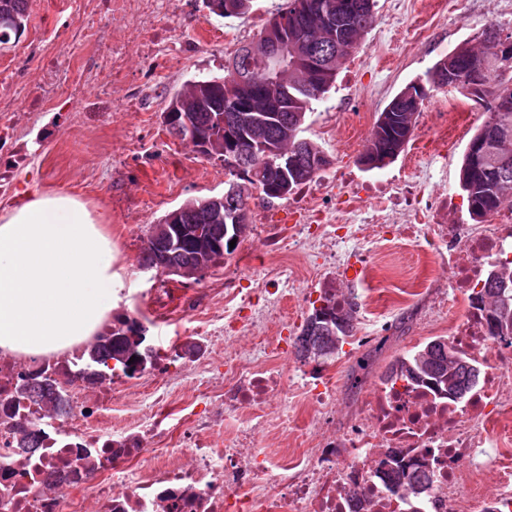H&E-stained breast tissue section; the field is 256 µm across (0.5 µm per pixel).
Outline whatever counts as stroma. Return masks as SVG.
<instances>
[{"mask_svg": "<svg viewBox=\"0 0 512 512\" xmlns=\"http://www.w3.org/2000/svg\"><path fill=\"white\" fill-rule=\"evenodd\" d=\"M281 2L254 0L249 17L222 18L210 12L205 0H175L163 22L175 37L200 38L202 49L160 62L153 70L138 49H129L124 79L106 83L97 78L96 69L100 56L112 49V20L95 19L94 41L80 45L75 54L87 80L80 111L57 107L21 113L0 149V164L10 167L15 186L10 199H0V211L33 194L65 193L101 215L102 227L112 239L116 267L137 287L152 291L148 299L125 297L116 311L138 317L150 335L167 333L156 316L176 313L186 299L202 291L214 297L211 310L223 312L224 276L236 271L251 287L276 291L274 305L253 320L255 336L275 335L286 324L295 337L313 309L310 296L319 295L326 285L322 279L308 284L300 257L274 253L266 239L251 232L223 264L198 281L180 282L139 263L150 225L188 201L222 196L227 180L222 160L197 155L167 132L163 112L168 101L191 80L223 75L229 58L225 31L247 25L252 17L270 19ZM56 11L57 0H31L25 31L0 51V60H13L14 79L32 99L43 95L42 63L21 57L20 50L40 35L45 19ZM420 26L431 29L430 38L413 39V29ZM490 26L501 36H512V10L503 0H377L373 26L308 118L307 138L317 142L330 160L324 176L353 181L372 180L379 174L409 181L420 177L426 195L457 194L456 210L445 215V222L471 223L467 201L459 194L460 169L466 146L486 114L472 109L462 130L450 137L431 120L442 103L461 102L457 90L431 93L415 117L411 147L382 172L363 170L358 159L378 112L406 85L426 80L449 51L479 40ZM132 83L144 88L143 107L125 105ZM370 260L375 265L372 293H365L359 283L344 285L342 292L354 298L357 321L366 320L374 310L386 328L379 338L380 349L370 352L346 344L325 363L335 384L340 421L351 415L357 396L370 393L383 380L396 357L448 330L444 324L425 323L440 297L433 286L444 275L440 258L421 253L419 245L394 239L377 246Z\"/></svg>", "mask_w": 512, "mask_h": 512, "instance_id": "1", "label": "stroma"}]
</instances>
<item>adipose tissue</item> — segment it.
<instances>
[{
    "label": "adipose tissue",
    "instance_id": "ef3b65f1",
    "mask_svg": "<svg viewBox=\"0 0 512 512\" xmlns=\"http://www.w3.org/2000/svg\"><path fill=\"white\" fill-rule=\"evenodd\" d=\"M112 240L68 194H34L0 214V352L43 357L85 341L121 301Z\"/></svg>",
    "mask_w": 512,
    "mask_h": 512
}]
</instances>
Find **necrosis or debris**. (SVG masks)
Segmentation results:
<instances>
[{
	"mask_svg": "<svg viewBox=\"0 0 512 512\" xmlns=\"http://www.w3.org/2000/svg\"><path fill=\"white\" fill-rule=\"evenodd\" d=\"M170 0H102L118 21L112 50L99 71L119 78L124 55L138 45L148 64L181 56L192 42L175 39L160 24ZM325 183L303 186L289 227L263 224L259 232L271 249L332 243L341 254H358L383 239L395 224L400 238L426 240L433 253L447 254V296L462 301L448 340L481 368V377L462 399L447 392L385 379L366 397L351 421L330 435L294 436L295 456L256 452L254 434L286 420L273 415L269 401L284 385L267 358L287 354L288 335L276 336L254 359L215 357L195 374L193 391L182 396V375L174 363L178 338L162 343L146 337L155 378L121 371L91 380L82 348L39 359L0 353V512H512V386L505 385L503 360L512 359V338L494 335L479 301L493 268L512 264V207L485 224H442L454 196H425L414 184L382 178L347 191L335 223H325ZM361 223H348L351 213ZM404 224H396V216ZM252 303L238 277L224 279V313L189 305L184 321L196 343L244 332L243 314ZM53 375L65 397L64 414H48L23 398V376ZM296 399L331 419L335 387L320 373L303 374ZM143 407L132 424L111 428L104 418L114 401ZM34 431L43 447L30 457L15 450L21 431ZM491 447L497 486L494 500L482 497L483 470L472 467L476 449ZM427 454L429 486L419 496L398 499L384 489L386 461L406 465Z\"/></svg>",
	"mask_w": 512,
	"mask_h": 512,
	"instance_id": "1",
	"label": "necrosis or debris"
}]
</instances>
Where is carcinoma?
Returning a JSON list of instances; mask_svg holds the SVG:
<instances>
[{"label":"carcinoma","instance_id":"cac0c4a2","mask_svg":"<svg viewBox=\"0 0 512 512\" xmlns=\"http://www.w3.org/2000/svg\"><path fill=\"white\" fill-rule=\"evenodd\" d=\"M252 0H207L210 11L224 18H239L249 12ZM322 3L336 16V35L327 36L322 27V18L317 3ZM30 0H0V46L18 34L29 17ZM375 0H285L284 6L269 19L264 29H281L288 42L305 53L318 50L322 56L334 59V72L328 81L316 79L308 89L290 88L288 95L272 96L262 94L260 81L269 66L252 54L255 42L241 44L224 65V75L205 77L190 81L174 94L165 108L167 112H188L194 115L207 133L214 129V120L224 114V94L221 85H232L238 92L249 93L251 87L236 85V75L245 74L256 87L252 103L260 114L273 112L278 115L275 123L259 128L258 135L264 140L288 149L296 162L280 173L274 170V158L254 156L250 145L238 144L235 160L243 168L237 170L224 155L230 179L227 186L235 187L234 201L248 207L252 191H259L262 200L272 203L290 198L297 190L313 181L323 166H312L308 158L322 156L324 151L316 143L302 136L307 114L313 105L321 101L335 82L342 65L357 48L364 33L374 21ZM492 55V46L483 39L477 45L464 42L456 47L451 56L438 61L433 70L444 74L448 86L466 97L475 96L470 90L472 67ZM435 87L433 80L427 84L411 83L402 89L380 112L375 121L372 135L364 151L369 157L367 169H382L393 162L404 151L410 141L416 114ZM481 92L493 99H503L512 104V66L499 69L492 65L486 68ZM506 131L499 149L488 155L465 153L460 173V186L467 195L468 207L473 220L481 222L505 205L512 206V111L487 112V119L474 135L478 141L485 137L490 127ZM212 211L211 203L205 199L195 200L183 208L181 215L185 226L200 223ZM162 223L151 225V236L147 237L143 249V266L155 265L156 253L152 234L158 232ZM247 225L212 224L209 237L224 245L220 251L212 246H200L188 239L172 261L186 269H194L206 262L218 265L224 256L233 254L227 246L229 237L243 235ZM479 298L486 301L484 311L499 336L512 334V269H502L495 277L488 278L479 292ZM355 303L341 299L327 292L318 307L306 318L295 348L302 361L317 358L327 360L345 343L346 338L356 330ZM146 329L139 322L118 319L112 328L97 339L86 350L87 360L96 365L109 366L110 361L124 372L133 373L144 361L142 350ZM135 361H130V358ZM390 374H397L407 381L440 386L448 394L462 398L469 394L475 384L474 367L464 352L451 345L448 339L438 337L425 342L419 349L395 359ZM39 390L33 402L55 413L62 412L59 398L50 389H43L41 382H32ZM392 493L405 498L419 493L424 473L409 471L401 466L390 468L386 476Z\"/></svg>","mask_w":512,"mask_h":512}]
</instances>
